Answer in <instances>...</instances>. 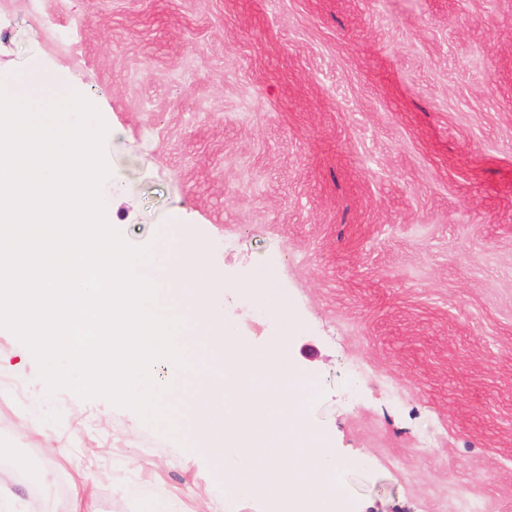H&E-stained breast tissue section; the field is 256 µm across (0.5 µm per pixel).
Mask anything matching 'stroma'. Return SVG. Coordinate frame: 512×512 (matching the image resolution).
<instances>
[{
	"label": "stroma",
	"instance_id": "stroma-1",
	"mask_svg": "<svg viewBox=\"0 0 512 512\" xmlns=\"http://www.w3.org/2000/svg\"><path fill=\"white\" fill-rule=\"evenodd\" d=\"M84 94L109 223L190 231L209 302L314 394L351 512H512V0H0V78ZM269 281L265 294L250 287ZM19 512H269L0 329Z\"/></svg>",
	"mask_w": 512,
	"mask_h": 512
}]
</instances>
